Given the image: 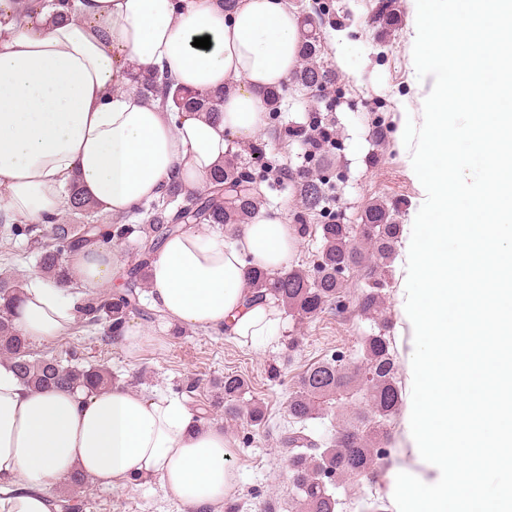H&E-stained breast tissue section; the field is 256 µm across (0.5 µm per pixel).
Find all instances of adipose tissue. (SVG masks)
Instances as JSON below:
<instances>
[{
    "label": "adipose tissue",
    "mask_w": 512,
    "mask_h": 512,
    "mask_svg": "<svg viewBox=\"0 0 512 512\" xmlns=\"http://www.w3.org/2000/svg\"><path fill=\"white\" fill-rule=\"evenodd\" d=\"M209 37L207 49L194 47ZM303 30L284 0H0V213L28 224L61 216L79 187L118 217L179 179L204 189L231 138L266 124L264 96L288 85ZM163 73L199 95L223 93L219 116L178 112L138 92ZM297 244L279 212H263L231 240L193 227L165 240L147 299L167 324L225 330L243 343L274 337L276 300L248 301L244 272L276 273ZM68 264L83 291L111 290L118 249H89ZM68 286L28 270L17 330L50 343L74 324ZM219 424L200 425L179 399L123 385L91 395L24 387L0 364V512H60L55 487L75 470L115 488L154 477L189 512H214L236 475Z\"/></svg>",
    "instance_id": "1"
}]
</instances>
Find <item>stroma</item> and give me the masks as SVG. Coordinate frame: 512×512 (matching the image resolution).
Wrapping results in <instances>:
<instances>
[{
    "instance_id": "1",
    "label": "stroma",
    "mask_w": 512,
    "mask_h": 512,
    "mask_svg": "<svg viewBox=\"0 0 512 512\" xmlns=\"http://www.w3.org/2000/svg\"><path fill=\"white\" fill-rule=\"evenodd\" d=\"M376 3L332 0L333 10L318 22L317 31L319 60L335 72V86L315 106L308 90L289 84L277 120L267 122L256 139L265 145L266 162L306 169L312 167V160L285 131L307 124L313 113L329 115L336 123L337 144L324 149L322 155L330 162L329 172L338 178L329 206L332 216L340 223L356 225L369 205L392 204L397 208V223L409 229L421 206L422 192L402 131L407 123L422 124L423 102L430 88L413 82L416 0H393L398 24L383 34L369 21ZM376 117L391 127L385 139L373 135L371 121ZM408 249L405 242L398 246L384 289L392 347L401 365L399 377L406 399L412 388L407 354L413 341V327L403 312ZM344 280L341 307H328L300 325L291 317H282L276 339L260 347L240 343L219 330L204 332L187 326L176 335L157 321L150 325L153 339L134 357L115 341L97 339L81 329L55 343L40 345L39 350L64 360L78 356L105 365L123 381L144 377L142 392L175 398L180 397L186 379L198 380L197 395L202 398L213 379L241 376L254 399L264 402L268 423L257 429L242 420H227L220 412L209 415V422L223 424L230 442L227 464L237 476L231 497L239 502L241 512H292L286 449L280 442L281 431L290 420L288 399L312 365L332 357L345 367L360 363L362 341L375 329L357 308L366 287L362 272L347 271ZM291 333L300 338L293 349L285 341ZM272 364L280 370L273 381L267 374ZM387 429L389 440L377 447L383 465L375 466L367 476L337 479L333 489L337 512H370L377 503L383 505L384 512H397L391 490L393 475L423 474L417 462L404 460V437L409 433L405 414L391 418ZM80 498L82 512H189L167 497L154 478L121 489L92 482Z\"/></svg>"
}]
</instances>
